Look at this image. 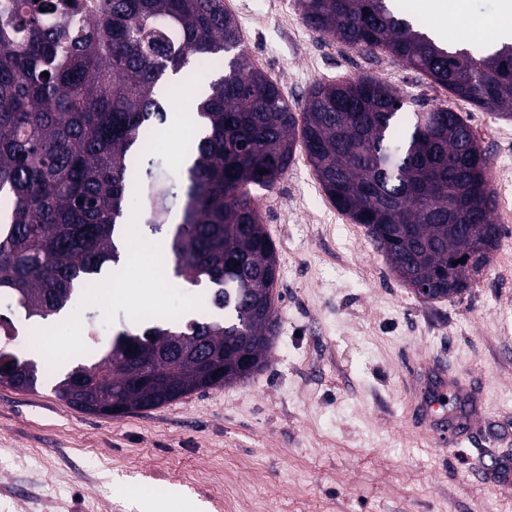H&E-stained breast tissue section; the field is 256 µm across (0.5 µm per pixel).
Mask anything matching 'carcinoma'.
<instances>
[{
    "label": "carcinoma",
    "instance_id": "obj_1",
    "mask_svg": "<svg viewBox=\"0 0 512 512\" xmlns=\"http://www.w3.org/2000/svg\"><path fill=\"white\" fill-rule=\"evenodd\" d=\"M315 31L389 53L458 99L512 119V44L450 51L398 17L393 0H295ZM224 68L188 112L177 176L147 147L166 122L167 73ZM48 73L49 77L42 76ZM371 78L318 83L293 112L241 47L224 0H5L0 4V294L26 317L59 314L75 290L120 268L123 219L166 229L172 272L224 287L213 317L125 329L55 384L74 406L117 416L243 380L267 364L278 261L254 190H272L302 146L329 198L368 228L402 281L427 300L467 293L501 238L488 164L452 107L403 111ZM11 369H6V366ZM35 361L0 348V385L30 391Z\"/></svg>",
    "mask_w": 512,
    "mask_h": 512
}]
</instances>
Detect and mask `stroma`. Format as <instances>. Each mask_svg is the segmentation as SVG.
Wrapping results in <instances>:
<instances>
[{
    "instance_id": "1",
    "label": "stroma",
    "mask_w": 512,
    "mask_h": 512,
    "mask_svg": "<svg viewBox=\"0 0 512 512\" xmlns=\"http://www.w3.org/2000/svg\"><path fill=\"white\" fill-rule=\"evenodd\" d=\"M224 6L295 111L315 83L361 76L399 90L408 112L451 103L489 159L494 218L512 215V120L449 99L395 56L316 32L294 0ZM190 145L185 118L170 113L157 141L170 171ZM259 197L279 261L267 367L115 417L71 406L46 381L32 392L0 386V512H138V500L166 503L176 487L213 512H512V222L468 294L426 302L331 202L304 150ZM190 294L173 276L124 263L108 281L110 308L73 296L50 325L56 345L34 359L64 372L96 361L108 341L69 342L86 317L119 332L133 327V310L167 313ZM440 359L463 383L445 415L458 453L416 414Z\"/></svg>"
}]
</instances>
